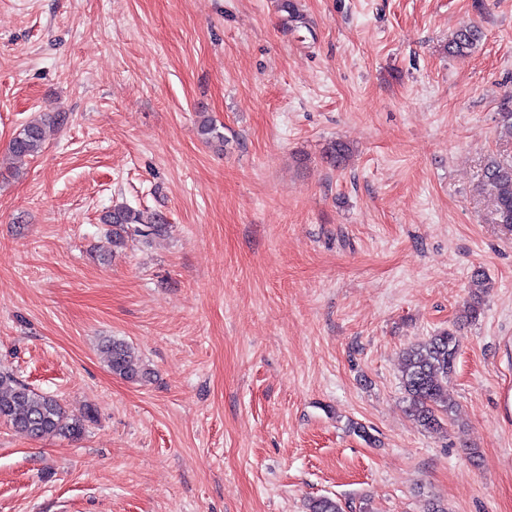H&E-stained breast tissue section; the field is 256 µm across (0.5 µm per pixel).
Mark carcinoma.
I'll return each mask as SVG.
<instances>
[{
    "instance_id": "obj_1",
    "label": "carcinoma",
    "mask_w": 512,
    "mask_h": 512,
    "mask_svg": "<svg viewBox=\"0 0 512 512\" xmlns=\"http://www.w3.org/2000/svg\"><path fill=\"white\" fill-rule=\"evenodd\" d=\"M481 39L473 26L458 28L448 51L461 58L467 57ZM63 120L60 114L38 115L28 120L10 141L8 155L14 160L37 155L45 146L47 125ZM350 146L330 140L322 150L323 159L337 168L350 157ZM483 186L492 198L496 223L512 228V160L491 157L483 171ZM102 223L109 226L112 247L123 248L138 237L158 235L164 228L159 215L149 220L143 213L128 206H115L105 212ZM460 348V339L453 329L443 330L404 352L401 366V387L410 415L426 430L436 431L449 420L452 406L448 402V377L453 373ZM100 351L112 374L127 381L137 382L147 375V369L132 348L122 340L107 338ZM94 414L86 410L80 414L68 412L59 401L46 393L37 392L0 372V421L32 438L64 437L77 439L86 429ZM309 512H343L339 501L320 497L309 504Z\"/></svg>"
}]
</instances>
